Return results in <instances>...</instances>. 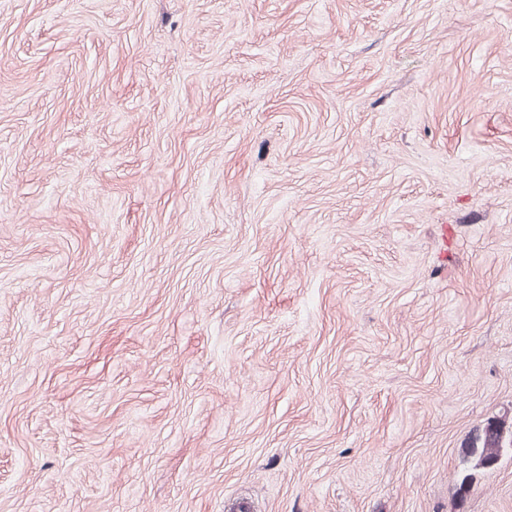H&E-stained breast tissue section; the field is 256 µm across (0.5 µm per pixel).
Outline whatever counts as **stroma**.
<instances>
[{
    "mask_svg": "<svg viewBox=\"0 0 512 512\" xmlns=\"http://www.w3.org/2000/svg\"><path fill=\"white\" fill-rule=\"evenodd\" d=\"M512 0H0V512H512ZM511 425L507 427L505 419H491L463 444L460 452L463 468L456 484L459 497L464 498L470 491L476 472L494 469L501 449L512 445Z\"/></svg>",
    "mask_w": 512,
    "mask_h": 512,
    "instance_id": "stroma-1",
    "label": "stroma"
}]
</instances>
